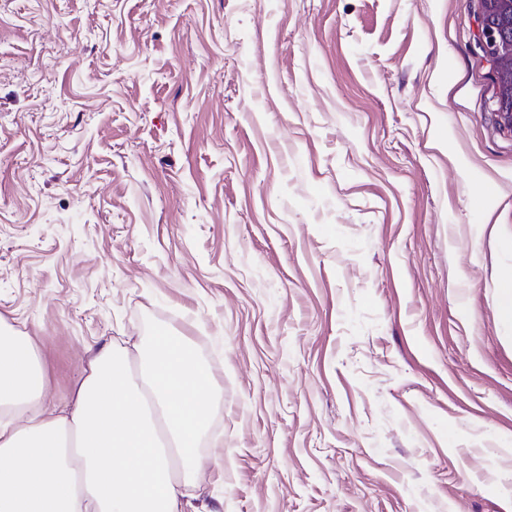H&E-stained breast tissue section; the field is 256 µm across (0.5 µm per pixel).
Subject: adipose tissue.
Returning <instances> with one entry per match:
<instances>
[{"instance_id":"adipose-tissue-1","label":"adipose tissue","mask_w":512,"mask_h":512,"mask_svg":"<svg viewBox=\"0 0 512 512\" xmlns=\"http://www.w3.org/2000/svg\"><path fill=\"white\" fill-rule=\"evenodd\" d=\"M215 379L159 331L92 351L63 408L44 404L31 338L0 318V512H186Z\"/></svg>"}]
</instances>
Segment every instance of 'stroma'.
Returning <instances> with one entry per match:
<instances>
[{"instance_id": "obj_1", "label": "stroma", "mask_w": 512, "mask_h": 512, "mask_svg": "<svg viewBox=\"0 0 512 512\" xmlns=\"http://www.w3.org/2000/svg\"><path fill=\"white\" fill-rule=\"evenodd\" d=\"M478 0H0V317L46 406L187 336L195 512H512V134Z\"/></svg>"}]
</instances>
